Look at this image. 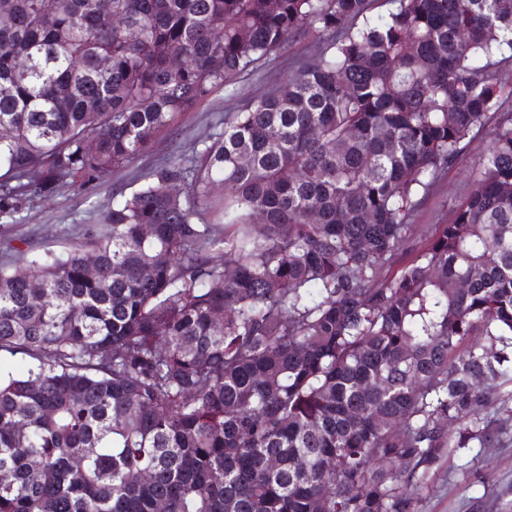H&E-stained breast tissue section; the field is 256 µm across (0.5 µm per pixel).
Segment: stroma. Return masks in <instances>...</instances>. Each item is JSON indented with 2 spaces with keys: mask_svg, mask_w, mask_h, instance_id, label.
Here are the masks:
<instances>
[{
  "mask_svg": "<svg viewBox=\"0 0 512 512\" xmlns=\"http://www.w3.org/2000/svg\"><path fill=\"white\" fill-rule=\"evenodd\" d=\"M315 39H295L273 53L258 74L247 76L236 92L220 91L195 112L187 114L133 165L114 172L97 187L82 194L65 190L53 199L35 201L16 224L0 226V265L16 262L14 248L26 239L30 253L60 251L85 225L94 223L100 210L112 201L117 189L134 190L175 152L215 133L218 115L234 111L248 99L279 91L289 73L319 53ZM491 136L480 131L443 171L425 194L416 198L409 217L406 262L423 245L435 225L447 223L452 208L469 192ZM420 512H512V441L495 448H465L441 462L423 490Z\"/></svg>",
  "mask_w": 512,
  "mask_h": 512,
  "instance_id": "stroma-1",
  "label": "stroma"
}]
</instances>
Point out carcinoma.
<instances>
[{
  "label": "carcinoma",
  "mask_w": 512,
  "mask_h": 512,
  "mask_svg": "<svg viewBox=\"0 0 512 512\" xmlns=\"http://www.w3.org/2000/svg\"><path fill=\"white\" fill-rule=\"evenodd\" d=\"M388 3L0 0L5 224L288 40L322 47L64 254L0 266V358L26 365L0 369V512H418L440 460L512 431V0ZM490 124L466 199L389 274Z\"/></svg>",
  "instance_id": "obj_1"
}]
</instances>
